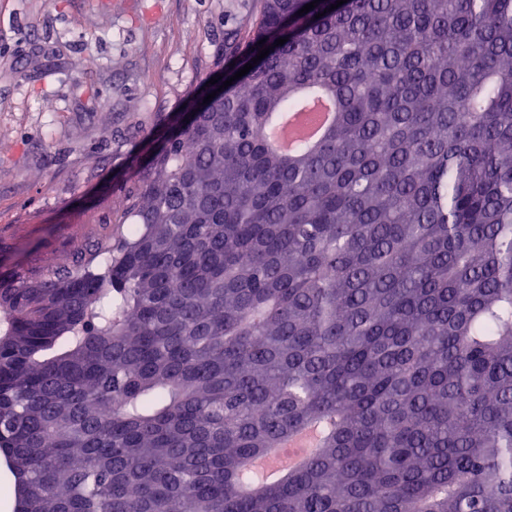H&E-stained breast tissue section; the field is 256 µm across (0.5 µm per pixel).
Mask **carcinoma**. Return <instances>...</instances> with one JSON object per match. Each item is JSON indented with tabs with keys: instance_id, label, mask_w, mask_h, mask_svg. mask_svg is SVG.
Segmentation results:
<instances>
[{
	"instance_id": "1",
	"label": "carcinoma",
	"mask_w": 512,
	"mask_h": 512,
	"mask_svg": "<svg viewBox=\"0 0 512 512\" xmlns=\"http://www.w3.org/2000/svg\"><path fill=\"white\" fill-rule=\"evenodd\" d=\"M310 2L224 32L241 69L293 23L113 233L0 273L14 512H512V0ZM308 89L335 120L282 155ZM310 445L307 439L298 440L291 444L287 451L282 452L278 458L271 459L266 464V469L270 475H273L277 471L296 465L308 452Z\"/></svg>"
}]
</instances>
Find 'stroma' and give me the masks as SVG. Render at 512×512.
Listing matches in <instances>:
<instances>
[{
    "label": "stroma",
    "instance_id": "1",
    "mask_svg": "<svg viewBox=\"0 0 512 512\" xmlns=\"http://www.w3.org/2000/svg\"><path fill=\"white\" fill-rule=\"evenodd\" d=\"M258 0H0V273L108 232L131 160ZM94 56L97 65L82 62Z\"/></svg>",
    "mask_w": 512,
    "mask_h": 512
}]
</instances>
